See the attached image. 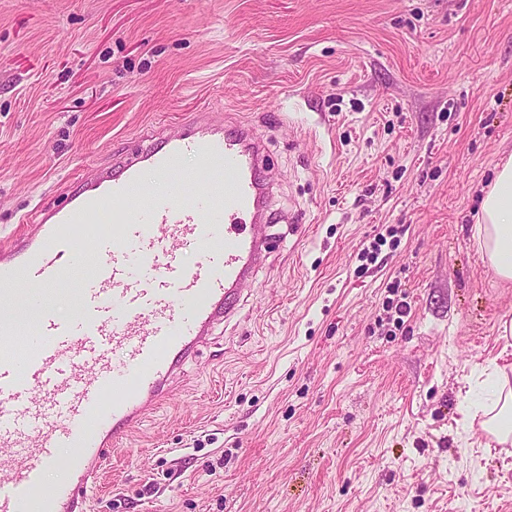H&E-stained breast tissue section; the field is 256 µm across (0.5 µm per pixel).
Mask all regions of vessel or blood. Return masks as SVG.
Segmentation results:
<instances>
[{
    "label": "vessel or blood",
    "mask_w": 512,
    "mask_h": 512,
    "mask_svg": "<svg viewBox=\"0 0 512 512\" xmlns=\"http://www.w3.org/2000/svg\"><path fill=\"white\" fill-rule=\"evenodd\" d=\"M189 157L200 165L186 173ZM269 189L252 130L196 114L96 164L66 206L39 210L0 246V512H85L113 445L237 314L266 251ZM78 266L89 273L63 318L54 295ZM23 324L30 350L20 360L5 339ZM64 448L69 478L47 485Z\"/></svg>",
    "instance_id": "1"
}]
</instances>
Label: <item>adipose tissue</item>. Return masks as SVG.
Segmentation results:
<instances>
[{
    "label": "adipose tissue",
    "instance_id": "adipose-tissue-1",
    "mask_svg": "<svg viewBox=\"0 0 512 512\" xmlns=\"http://www.w3.org/2000/svg\"><path fill=\"white\" fill-rule=\"evenodd\" d=\"M480 252L500 281L512 283V156L498 164L484 191L474 228ZM483 428L498 443L512 442V381L499 377Z\"/></svg>",
    "mask_w": 512,
    "mask_h": 512
}]
</instances>
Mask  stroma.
I'll return each instance as SVG.
<instances>
[{
    "label": "stroma",
    "mask_w": 512,
    "mask_h": 512,
    "mask_svg": "<svg viewBox=\"0 0 512 512\" xmlns=\"http://www.w3.org/2000/svg\"><path fill=\"white\" fill-rule=\"evenodd\" d=\"M205 108L263 139L298 221L87 512H512V444L467 414L512 378V283L473 239L512 0H0V243Z\"/></svg>",
    "instance_id": "35a3bbf8"
}]
</instances>
